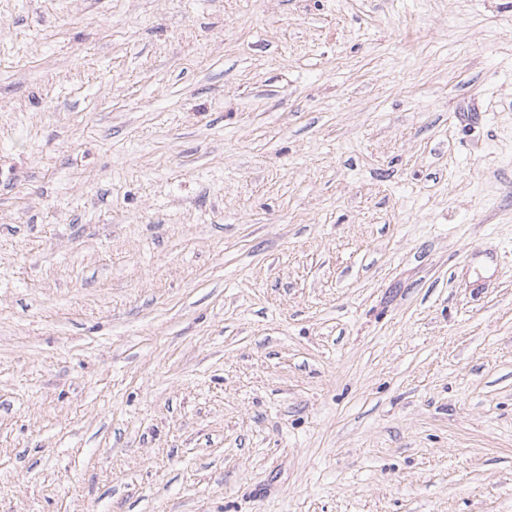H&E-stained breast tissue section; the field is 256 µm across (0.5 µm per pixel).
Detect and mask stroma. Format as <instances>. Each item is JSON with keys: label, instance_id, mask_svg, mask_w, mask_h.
Instances as JSON below:
<instances>
[{"label": "stroma", "instance_id": "stroma-1", "mask_svg": "<svg viewBox=\"0 0 512 512\" xmlns=\"http://www.w3.org/2000/svg\"><path fill=\"white\" fill-rule=\"evenodd\" d=\"M0 512H512V0H0Z\"/></svg>", "mask_w": 512, "mask_h": 512}]
</instances>
